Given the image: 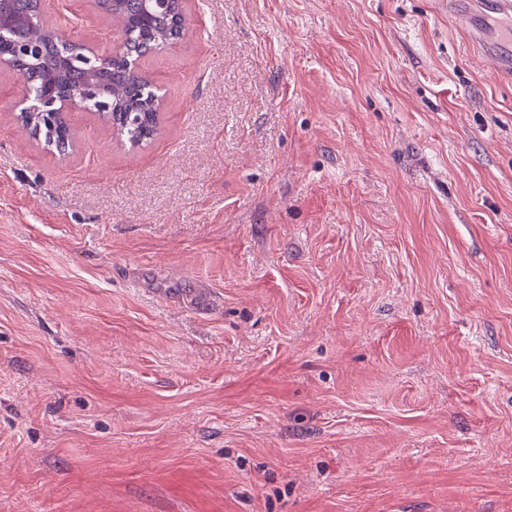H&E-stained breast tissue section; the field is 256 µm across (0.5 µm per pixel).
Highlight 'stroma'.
<instances>
[{"instance_id": "1", "label": "stroma", "mask_w": 512, "mask_h": 512, "mask_svg": "<svg viewBox=\"0 0 512 512\" xmlns=\"http://www.w3.org/2000/svg\"><path fill=\"white\" fill-rule=\"evenodd\" d=\"M183 8L147 145L0 69V512H512V85L436 0ZM86 99L87 96L81 88L65 97L56 96L54 92L47 90L33 94L26 88L21 100L23 107L20 109L19 120L27 131H30V126L27 125L29 117L37 114L44 116L53 127V120L57 118H61L66 124L68 112L86 109Z\"/></svg>"}]
</instances>
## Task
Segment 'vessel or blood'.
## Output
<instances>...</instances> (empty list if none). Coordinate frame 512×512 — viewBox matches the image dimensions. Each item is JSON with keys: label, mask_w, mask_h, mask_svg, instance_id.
Returning a JSON list of instances; mask_svg holds the SVG:
<instances>
[{"label": "vessel or blood", "mask_w": 512, "mask_h": 512, "mask_svg": "<svg viewBox=\"0 0 512 512\" xmlns=\"http://www.w3.org/2000/svg\"><path fill=\"white\" fill-rule=\"evenodd\" d=\"M448 11L464 16L473 45L492 63V75L512 81V0H449Z\"/></svg>", "instance_id": "vessel-or-blood-1"}]
</instances>
